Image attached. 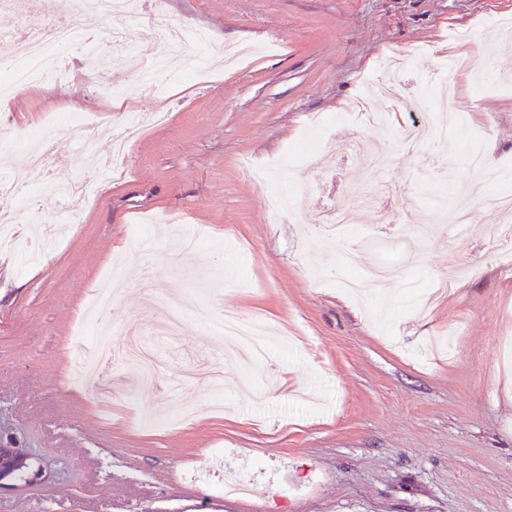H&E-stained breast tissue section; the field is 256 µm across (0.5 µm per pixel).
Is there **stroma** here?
I'll return each instance as SVG.
<instances>
[{"label":"stroma","instance_id":"stroma-1","mask_svg":"<svg viewBox=\"0 0 512 512\" xmlns=\"http://www.w3.org/2000/svg\"><path fill=\"white\" fill-rule=\"evenodd\" d=\"M148 23L258 50L208 83L194 44L149 75L91 33L61 54L67 82L26 87L0 112L21 136L84 99L98 134L83 152L58 131L57 181L111 162L125 115L169 114L95 200H21L37 220L0 251V448L26 449L44 474L1 486L0 512H512V260L465 162L480 146L512 192V83L484 79L512 70V0H145L127 37ZM87 55L108 57L112 93L86 77ZM392 56L403 123L452 82L453 147L408 152L400 126L353 112ZM378 139L393 199L373 195L348 149ZM360 193L371 200L343 243L399 277L351 295L309 217ZM442 195L467 197L464 236L433 220ZM63 206L77 221L60 233ZM112 284L108 319L136 322L165 369L104 398L74 365L85 309ZM173 294L185 331L155 335L145 299ZM204 299L263 320L266 359L235 358L196 323ZM241 482L246 498L224 496Z\"/></svg>","mask_w":512,"mask_h":512}]
</instances>
